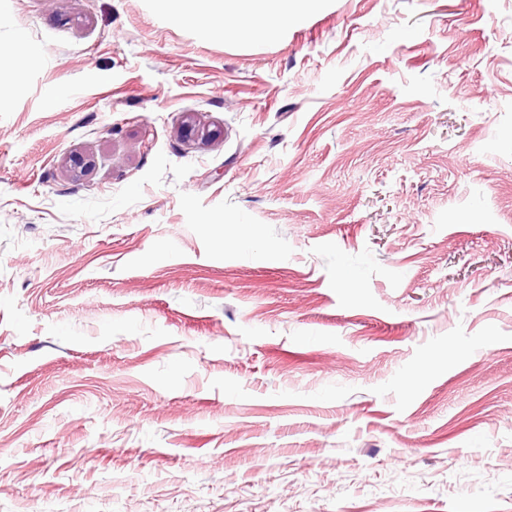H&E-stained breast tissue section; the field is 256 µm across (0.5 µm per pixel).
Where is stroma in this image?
Returning a JSON list of instances; mask_svg holds the SVG:
<instances>
[{
  "mask_svg": "<svg viewBox=\"0 0 512 512\" xmlns=\"http://www.w3.org/2000/svg\"><path fill=\"white\" fill-rule=\"evenodd\" d=\"M215 7L0 0V512H512V0ZM232 2L238 3V11L241 15L251 19V23L245 28L253 35L261 33L272 20L288 14V0H233ZM267 2L278 3L281 8L274 12L265 11L261 8V4Z\"/></svg>",
  "mask_w": 512,
  "mask_h": 512,
  "instance_id": "obj_1",
  "label": "stroma"
}]
</instances>
